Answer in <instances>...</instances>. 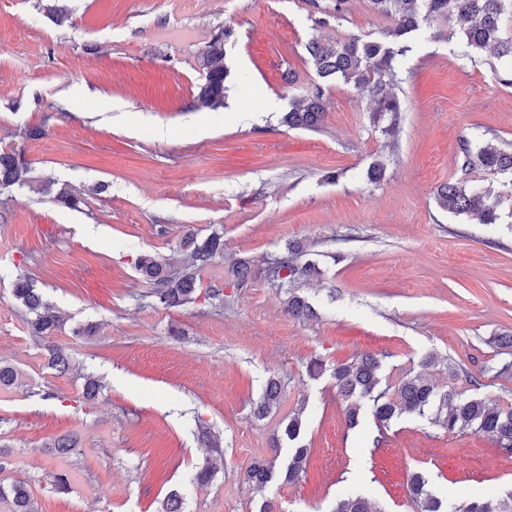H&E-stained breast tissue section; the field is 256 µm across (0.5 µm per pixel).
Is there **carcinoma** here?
Segmentation results:
<instances>
[{
  "label": "carcinoma",
  "instance_id": "carcinoma-1",
  "mask_svg": "<svg viewBox=\"0 0 512 512\" xmlns=\"http://www.w3.org/2000/svg\"><path fill=\"white\" fill-rule=\"evenodd\" d=\"M508 0H368L370 8L385 16L389 26L381 38L364 40L350 37L343 42H330L313 37L305 44L308 60L319 81L297 98L284 115V123L291 128L317 130L324 118V96L327 81L336 78L356 88H369L373 107L372 121L378 123L390 117L387 130L397 124L400 101L393 92L395 63L410 51L409 40L422 23L457 16L468 23L462 30L465 47L473 52L489 49L495 54L512 58V38L501 37V16ZM346 0H334L330 9L322 10L315 20L321 27L330 20L342 17ZM228 33L214 35L202 55L204 82L199 86L198 104L218 108L224 105L226 81L229 76L225 64L224 39ZM480 168L490 173L512 172V150L487 144L472 152L464 148L461 175L442 186L437 195L439 207L456 216H475L482 224H495L500 218L501 195L491 190L474 189L469 185L470 171ZM28 167L15 155L0 153V189L27 183ZM186 253L188 264L174 268L155 255L144 254L136 261L139 274L150 286L148 297L156 306L178 308L199 297L224 303V283L211 282L202 286L200 272L224 256V235L214 231L204 238L190 230L179 242ZM307 250L299 243L285 248L264 260L265 279L277 288H288L286 310L296 319H307L314 311L306 300L292 293L311 278L322 275L318 266L306 259ZM255 276L253 261L243 258L235 263L232 286L247 287ZM13 296L27 310L32 336L39 340L55 336L61 327V316L56 308L31 285L30 277L19 274L13 282ZM50 365L59 374L70 371V360L65 349L48 343ZM381 363L371 354H365L350 364L336 366L332 378L338 394L347 402V417L356 424L360 402L372 401L378 421L388 423L403 415L423 416L436 409L434 423L449 431L470 430L495 438L499 447L512 451V409L505 410L482 397H463L459 394L436 392L434 385L421 373L408 375L393 390L377 391L381 382ZM20 384L19 372L7 362L0 363V387ZM281 384L271 379L259 401L253 406V415L262 418L280 405ZM303 422L301 412L288 416L282 436L292 444L288 463L277 464V458L257 460L245 471L244 479L262 488L275 481L293 483L305 472L310 449L301 444ZM428 480L416 472L410 479V492L419 512H512V494L500 501L472 499L456 505H443L428 489ZM0 501L10 505V512H38L31 487L24 481L5 484L0 481ZM334 512H376L374 505L361 496H347L336 502Z\"/></svg>",
  "mask_w": 512,
  "mask_h": 512
}]
</instances>
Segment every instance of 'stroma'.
I'll return each mask as SVG.
<instances>
[{"label":"stroma","instance_id":"1","mask_svg":"<svg viewBox=\"0 0 512 512\" xmlns=\"http://www.w3.org/2000/svg\"><path fill=\"white\" fill-rule=\"evenodd\" d=\"M9 0L0 8V150L21 155L34 180L77 194L70 209L33 187L0 192V360L23 374L0 389V479L27 481L39 512H162L171 490L183 512H333L338 498H368L380 512H418L408 480L422 472L436 496L458 502L512 494V454L494 438L448 432L430 417L377 421L362 401L356 427L331 375L365 353L381 385L426 372L438 392L512 407V175L472 172L503 195L494 224L441 209L439 186L459 176L462 146L512 149V59L467 52L458 20L424 25L401 59L396 134L372 122L370 93L329 83L319 130L282 124L317 75L314 37L378 38L387 18L348 0ZM230 71L222 108H195L202 50L224 29ZM280 114L256 122L269 100ZM123 106L106 126L105 103ZM42 128L33 140L29 129ZM385 166L376 182L374 162ZM97 224L93 239L83 225ZM224 234V258L202 282L230 278L241 257L262 264L302 242L323 271L300 293L316 318L288 316L286 289L263 278L226 288V306L149 305L139 254L182 266L187 230ZM31 277L64 320L54 338L75 365L49 368L12 297ZM99 325L92 339L74 329ZM438 362L424 366L428 354ZM104 388L83 396L85 374ZM284 393L263 419L251 407L269 378ZM301 412L311 453L299 481L255 489L247 468L269 457L289 414ZM221 440L210 458L197 438ZM78 439L59 456L60 436ZM217 472L192 478L205 459ZM69 474L70 490L51 476Z\"/></svg>","mask_w":512,"mask_h":512}]
</instances>
